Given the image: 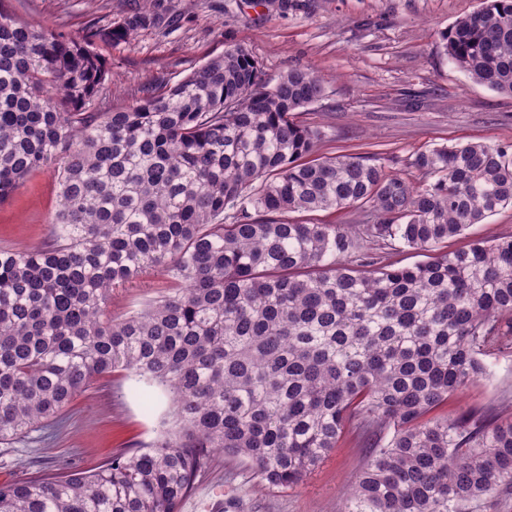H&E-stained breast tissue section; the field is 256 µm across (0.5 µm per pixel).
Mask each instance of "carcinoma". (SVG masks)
<instances>
[{
	"label": "carcinoma",
	"instance_id": "carcinoma-1",
	"mask_svg": "<svg viewBox=\"0 0 512 512\" xmlns=\"http://www.w3.org/2000/svg\"><path fill=\"white\" fill-rule=\"evenodd\" d=\"M144 2L79 41L0 5V202L46 167L59 186L50 243L0 250V443L116 370L170 403L143 448L1 482L0 512H180L217 453L295 488L348 434L369 452L341 512H478L512 489V416L427 418L512 341V235L446 249L512 207V143L428 146L416 180L315 158L321 131L292 115L325 80L270 78L242 44L103 109L93 46L164 23ZM441 40L512 94V0H481ZM325 210L369 223L284 219ZM376 246L426 259L380 265ZM149 270L174 288L108 318L112 288Z\"/></svg>",
	"mask_w": 512,
	"mask_h": 512
}]
</instances>
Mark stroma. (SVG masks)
Returning <instances> with one entry per match:
<instances>
[{"label":"stroma","mask_w":512,"mask_h":512,"mask_svg":"<svg viewBox=\"0 0 512 512\" xmlns=\"http://www.w3.org/2000/svg\"><path fill=\"white\" fill-rule=\"evenodd\" d=\"M174 26L142 29L128 42H97L109 74L101 99L123 107L145 89L171 85L225 47H250L267 76L310 68L326 97L296 116L320 128L323 156L374 154L390 170L433 144L512 142V95L474 83L453 65L440 34L475 11L479 0H300L281 11L273 0H161ZM142 0H6L22 21L78 39L87 25L117 22ZM58 183L53 169L28 177L0 203V249L47 244ZM151 274L116 286L107 304L115 320L169 288ZM488 374L449 398L459 415L489 407L512 413V348L487 357ZM160 390L117 372L79 394L62 424L49 423L0 445V481L49 475L62 464L89 469L123 448L151 442L165 413ZM365 462L362 442L340 445L303 484L288 490L247 484L243 464L216 456L196 484L210 512H339Z\"/></svg>","instance_id":"35a3bbf8"}]
</instances>
